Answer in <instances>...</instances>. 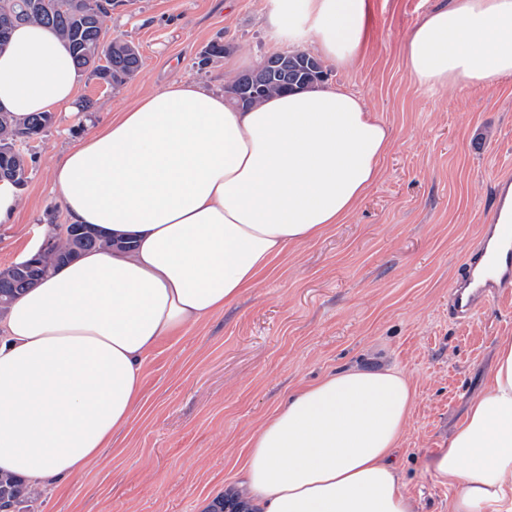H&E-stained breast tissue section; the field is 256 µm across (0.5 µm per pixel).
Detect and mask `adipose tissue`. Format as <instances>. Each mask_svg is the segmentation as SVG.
Here are the masks:
<instances>
[{
    "instance_id": "obj_1",
    "label": "adipose tissue",
    "mask_w": 512,
    "mask_h": 512,
    "mask_svg": "<svg viewBox=\"0 0 512 512\" xmlns=\"http://www.w3.org/2000/svg\"><path fill=\"white\" fill-rule=\"evenodd\" d=\"M367 0H269L289 47L354 66ZM431 89L512 76V0H450L402 46ZM79 76L54 30L17 28L0 48V110H72ZM391 139L342 87L275 95L248 110L193 81L152 92L93 128L54 167L72 224L108 250L62 266L0 315V470L39 492L111 447L165 339L233 303L291 245L352 214ZM415 391L392 366L351 365L298 387L253 432L235 512H413L392 455ZM434 470L448 512H512V339Z\"/></svg>"
}]
</instances>
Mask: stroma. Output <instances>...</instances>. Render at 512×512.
<instances>
[{"mask_svg":"<svg viewBox=\"0 0 512 512\" xmlns=\"http://www.w3.org/2000/svg\"><path fill=\"white\" fill-rule=\"evenodd\" d=\"M449 0H368L363 58L328 63L329 85L358 93L388 128L380 176L351 216L290 246L224 311L160 343L143 371L140 405L105 456L60 493L25 512H201L236 488L252 431L301 384L337 368L394 365L414 409L397 451L416 512H448L452 491L430 460L512 336V300L458 323L448 291L492 211L495 184L512 176V76L489 88L432 91L413 82L402 44ZM269 0H119L105 40L135 45L136 77L114 91L81 77L79 108L57 112L32 149L14 223L0 224V270L67 218L51 169L97 123L175 81L223 90L232 63L280 52L264 27ZM233 50L198 68L215 40Z\"/></svg>","mask_w":512,"mask_h":512,"instance_id":"1","label":"stroma"}]
</instances>
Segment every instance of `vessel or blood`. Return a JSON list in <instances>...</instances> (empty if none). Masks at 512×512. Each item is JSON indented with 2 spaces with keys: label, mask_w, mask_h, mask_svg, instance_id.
Here are the masks:
<instances>
[{
  "label": "vessel or blood",
  "mask_w": 512,
  "mask_h": 512,
  "mask_svg": "<svg viewBox=\"0 0 512 512\" xmlns=\"http://www.w3.org/2000/svg\"><path fill=\"white\" fill-rule=\"evenodd\" d=\"M484 242L470 252L448 296V312L460 322L472 319L484 306L512 295V223L490 216Z\"/></svg>",
  "instance_id": "b4317fda"
}]
</instances>
